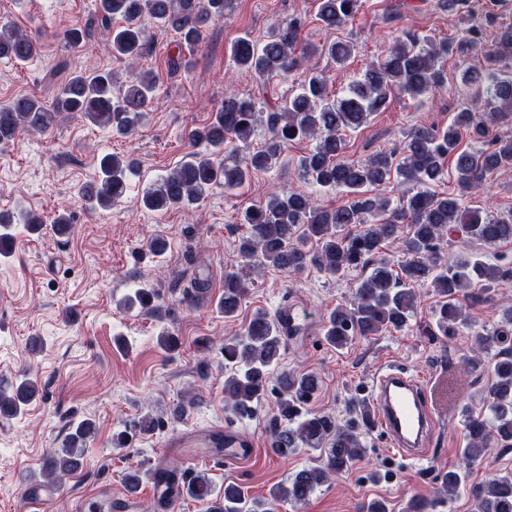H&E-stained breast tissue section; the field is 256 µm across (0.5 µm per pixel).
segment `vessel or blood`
<instances>
[{
    "mask_svg": "<svg viewBox=\"0 0 512 512\" xmlns=\"http://www.w3.org/2000/svg\"><path fill=\"white\" fill-rule=\"evenodd\" d=\"M459 390L456 381L444 374L423 381L406 369L386 366L369 387L372 423L384 433L398 454L408 459L422 458L444 406L455 401ZM166 445L170 448H219L225 461L235 462L250 457L256 443L228 420L190 435L168 439Z\"/></svg>",
    "mask_w": 512,
    "mask_h": 512,
    "instance_id": "vessel-or-blood-1",
    "label": "vessel or blood"
}]
</instances>
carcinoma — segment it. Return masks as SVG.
<instances>
[{
	"label": "carcinoma",
	"mask_w": 512,
	"mask_h": 512,
	"mask_svg": "<svg viewBox=\"0 0 512 512\" xmlns=\"http://www.w3.org/2000/svg\"><path fill=\"white\" fill-rule=\"evenodd\" d=\"M96 18L66 30L63 38L73 49L86 46L95 33L102 35L112 55L137 60L150 51L145 20L174 31L179 44L197 46L209 23L224 17L231 0H97ZM317 19L336 28L352 19L360 0H317ZM302 20L292 18L276 24L268 39L258 43L242 36L230 48L235 65L257 77L285 72L313 50L299 47ZM482 45L481 26L468 21L458 41L435 43L405 32L392 44L385 57L366 65L340 98H330L322 73L308 69L305 79L279 105L265 109L251 97L230 90L224 105L204 126L188 136L205 146L193 161L169 172L146 190L142 205L149 211L190 209L212 185L239 188L254 173L274 168L288 143L302 139L316 141L301 156L299 168L313 184L351 195L342 206L325 207L310 196L295 191L271 194L263 204L241 212L240 223L247 233L240 239L244 258L257 259L266 266L291 271L313 268L330 276L350 269L371 267L360 280L349 303L332 309L323 325L326 343L336 349L347 347L358 337L376 336L385 330L409 326L417 297L416 288L431 285L439 296L434 321L439 335L450 338L461 327L472 331V354L464 357L466 367L482 366L480 354L491 356L487 385V411L464 412L466 446L461 457L471 465L492 448H512V306L501 324L493 329L478 328L470 322L465 305L490 300L500 270L479 257L451 261L440 248L450 224L488 245L512 240V214L505 217L481 214L461 204L459 195L437 193L431 187L442 182L453 162L454 182L462 190L478 189L493 174L512 169V133L489 137V126L512 125V25L501 29L495 46L486 53L491 73L487 81L466 68L461 82L476 88L470 107L454 113L448 126L414 127L405 134L402 162L377 153L363 163L343 159L342 132L355 130L375 112L388 108L394 92L421 98L444 85L442 62L450 55L460 58ZM324 51L341 63L352 52L348 42L337 41ZM40 52L38 41L11 26H0V59L25 62ZM112 72L76 73L60 87L54 103L46 107L32 95L16 98L0 109V143L12 140L20 131H44L57 114L75 112L91 124L107 128L116 137L132 135L153 102L157 79L143 71L126 88L112 91ZM263 140L253 144L259 127ZM479 141L491 138L489 148L473 153L460 148L462 135ZM138 167L129 156L105 154L99 161L97 180L81 193L91 208L111 207L128 191L130 176ZM397 177L406 186L398 204L387 196L370 195ZM409 222L403 232V222ZM14 221L0 212V256L12 253ZM399 245L403 255L397 265L376 260L384 243ZM248 293L243 274L224 271V296L220 308L224 317L237 316ZM155 294L141 288L126 297V309L152 306ZM285 333L277 317L258 310L237 336L224 339V397L234 413L245 416L264 396L269 383L277 394L276 412L268 431L271 448L286 456L302 447H322V463L297 471L288 483L272 487L269 497L255 498L244 487L227 483L216 492L210 479L191 475L174 465L160 464L154 470L156 490H167L173 500L188 497L205 506L206 512H273V504L305 503L316 488L347 471L365 453L361 419L338 425L329 415L314 412L310 403L320 390L319 377L311 372L274 373L285 350ZM39 393L35 380L22 375L15 381L0 380V408L7 406L19 415ZM95 423L80 422L45 458L41 475L48 484L75 473L81 466L86 442ZM462 468L437 475L445 494L464 487ZM479 512H512V475H494L471 489Z\"/></svg>",
	"instance_id": "1"
}]
</instances>
